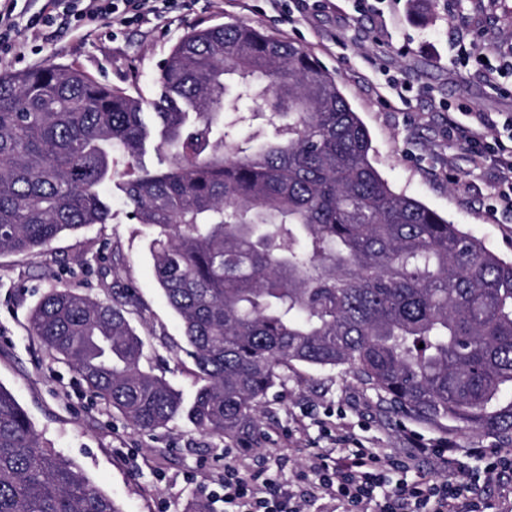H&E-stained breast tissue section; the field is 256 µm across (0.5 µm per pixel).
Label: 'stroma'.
<instances>
[{
    "label": "stroma",
    "instance_id": "obj_1",
    "mask_svg": "<svg viewBox=\"0 0 512 512\" xmlns=\"http://www.w3.org/2000/svg\"><path fill=\"white\" fill-rule=\"evenodd\" d=\"M242 23L302 46L336 80L371 138L370 157L393 191L414 198L450 223L512 258V213L495 209L492 168H473L467 145L448 136V120L466 111L495 122L488 136H507L512 76L487 74L512 57V0H434L421 12L414 0H177L157 18L92 32L65 22L12 35L20 53H0V74L51 63L76 66L101 83L136 80L143 96H159L160 67L195 29ZM491 43L485 55L459 57L457 36ZM406 88L389 95L388 82ZM112 219L65 233L36 255L0 253V385L28 413L45 448L77 464L121 512H212L224 505V470L246 463L299 490L307 456L332 448L351 432L367 445L411 453L410 435L449 440L458 448H494L496 439L454 431L450 422L416 421L380 404L341 369L294 366L260 414V439L243 444L180 421L148 434L91 396L77 373L46 352L28 330L33 308L52 289L69 287L97 300L133 289L127 319L144 342L142 364L185 394L194 390L182 324L154 274L148 229L110 200Z\"/></svg>",
    "mask_w": 512,
    "mask_h": 512
}]
</instances>
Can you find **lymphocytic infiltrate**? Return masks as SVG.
Returning a JSON list of instances; mask_svg holds the SVG:
<instances>
[{
    "mask_svg": "<svg viewBox=\"0 0 512 512\" xmlns=\"http://www.w3.org/2000/svg\"><path fill=\"white\" fill-rule=\"evenodd\" d=\"M172 0H49L50 11L30 19L31 26H47L56 15L68 17L75 27L102 22L123 26L170 6ZM488 117L477 114L469 122L449 120L450 135L464 140L470 147L475 165H490L496 170L500 204L512 211V145L502 140H488L485 129ZM453 444L438 446L415 444L411 456L392 459L383 448H370L357 438L347 447L324 448L307 460L298 479L310 495L329 496L343 501L346 512H486L487 494L498 491L512 500V453L490 452L484 448L467 449V457L483 460L475 473L467 472L464 459H459ZM434 459L448 468L463 472L460 481H433L417 473L415 463ZM396 470L398 481H390L388 470ZM224 500L235 512H301L295 496L273 478L255 473L242 476L230 467L224 471Z\"/></svg>",
    "mask_w": 512,
    "mask_h": 512,
    "instance_id": "f902f5d3",
    "label": "lymphocytic infiltrate"
}]
</instances>
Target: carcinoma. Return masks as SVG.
<instances>
[{
  "mask_svg": "<svg viewBox=\"0 0 512 512\" xmlns=\"http://www.w3.org/2000/svg\"><path fill=\"white\" fill-rule=\"evenodd\" d=\"M158 151L136 82L45 65L0 74V253L106 224L115 186L152 233L156 281L184 329L191 400L141 366L125 300L54 288L30 329L88 391L153 432L186 419L250 442L297 364L340 368L382 404L512 443V261L373 166L366 126L304 49L226 24L164 61ZM424 347H419V344ZM0 512H121L41 448L0 385Z\"/></svg>",
  "mask_w": 512,
  "mask_h": 512,
  "instance_id": "cac0c4a2",
  "label": "carcinoma"
}]
</instances>
